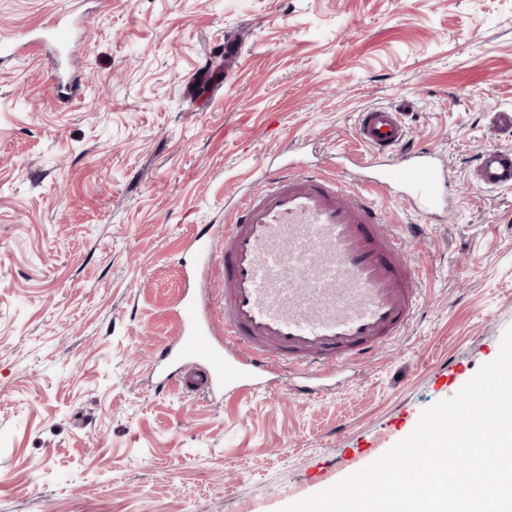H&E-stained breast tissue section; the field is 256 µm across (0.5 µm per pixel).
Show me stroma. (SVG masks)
<instances>
[{"label":"stroma","mask_w":512,"mask_h":512,"mask_svg":"<svg viewBox=\"0 0 512 512\" xmlns=\"http://www.w3.org/2000/svg\"><path fill=\"white\" fill-rule=\"evenodd\" d=\"M77 9L83 81L0 67V512H272L382 455L493 361L512 325V189L473 185L512 110V0H0V36ZM402 108L455 190L406 243L422 300L318 394L275 373L184 387L190 237L295 157L364 158L358 112Z\"/></svg>","instance_id":"35a3bbf8"}]
</instances>
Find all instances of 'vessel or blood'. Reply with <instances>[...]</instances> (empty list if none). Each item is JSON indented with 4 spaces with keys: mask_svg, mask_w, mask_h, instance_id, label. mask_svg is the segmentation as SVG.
<instances>
[{
    "mask_svg": "<svg viewBox=\"0 0 512 512\" xmlns=\"http://www.w3.org/2000/svg\"><path fill=\"white\" fill-rule=\"evenodd\" d=\"M81 28L70 12L0 40V64L37 46L67 61ZM358 139L371 151L358 189L342 173L280 166L260 191L240 195L223 242L224 340L215 342L205 289L185 297L180 331L168 356L201 363L188 388L247 390L281 370L319 371L370 358L411 326L420 303L418 273L401 258L404 233L384 223L372 200L399 191L420 215L449 207L446 168L435 153L411 142L397 109L359 112ZM481 188L512 187V149L480 152L470 172Z\"/></svg>",
    "mask_w": 512,
    "mask_h": 512,
    "instance_id": "obj_1",
    "label": "vessel or blood"
}]
</instances>
